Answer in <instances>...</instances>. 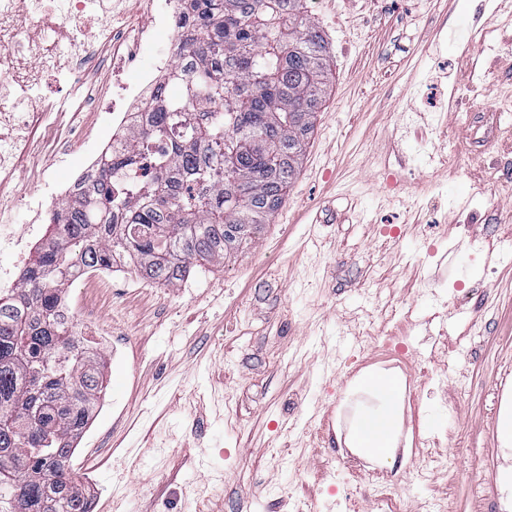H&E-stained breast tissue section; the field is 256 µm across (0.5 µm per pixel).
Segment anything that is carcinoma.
Here are the masks:
<instances>
[{"label":"carcinoma","mask_w":512,"mask_h":512,"mask_svg":"<svg viewBox=\"0 0 512 512\" xmlns=\"http://www.w3.org/2000/svg\"><path fill=\"white\" fill-rule=\"evenodd\" d=\"M183 2L145 125L52 211L57 235L0 303V512H88L72 467L105 358L61 311L77 273L127 257L175 287L254 238L297 178L330 71L306 0ZM157 141L150 180L115 181Z\"/></svg>","instance_id":"carcinoma-1"}]
</instances>
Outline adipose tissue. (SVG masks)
I'll return each mask as SVG.
<instances>
[{
  "mask_svg": "<svg viewBox=\"0 0 512 512\" xmlns=\"http://www.w3.org/2000/svg\"><path fill=\"white\" fill-rule=\"evenodd\" d=\"M368 388L378 399L375 408L358 416L347 436L346 443L360 456L384 462L395 459L397 451V417L402 398L398 375L380 373L369 376Z\"/></svg>",
  "mask_w": 512,
  "mask_h": 512,
  "instance_id": "ef3b65f1",
  "label": "adipose tissue"
}]
</instances>
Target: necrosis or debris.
<instances>
[{
  "mask_svg": "<svg viewBox=\"0 0 512 512\" xmlns=\"http://www.w3.org/2000/svg\"><path fill=\"white\" fill-rule=\"evenodd\" d=\"M180 0H157L152 25L134 35L106 23L113 0H0V185L8 184L31 150V132L44 115L82 108L87 100L73 83L75 69H92L109 59L136 62L132 78L119 82L117 101L108 107V133L95 149L107 150L116 135L129 132L136 114L148 112L159 77L173 55L167 31L180 13ZM166 39H159V32ZM69 85L66 100L45 91L50 80ZM48 211L38 208L23 232L13 230L11 213L0 215V249L16 251L24 265L48 239Z\"/></svg>",
  "mask_w": 512,
  "mask_h": 512,
  "instance_id": "4bbe7bcc",
  "label": "necrosis or debris"
}]
</instances>
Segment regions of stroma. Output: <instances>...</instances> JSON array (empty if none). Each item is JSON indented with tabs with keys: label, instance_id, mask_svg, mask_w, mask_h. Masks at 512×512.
<instances>
[{
	"label": "stroma",
	"instance_id": "stroma-1",
	"mask_svg": "<svg viewBox=\"0 0 512 512\" xmlns=\"http://www.w3.org/2000/svg\"><path fill=\"white\" fill-rule=\"evenodd\" d=\"M498 3L308 0L332 77L258 238L174 288L127 261L70 286L79 331L112 339L74 458L93 512H380L381 494L398 512H512V24ZM105 119L49 113L50 139L0 190L28 202L15 231L84 167ZM369 371L404 381L391 464L338 438L377 403L355 385ZM429 450L455 465L417 480Z\"/></svg>",
	"mask_w": 512,
	"mask_h": 512
}]
</instances>
